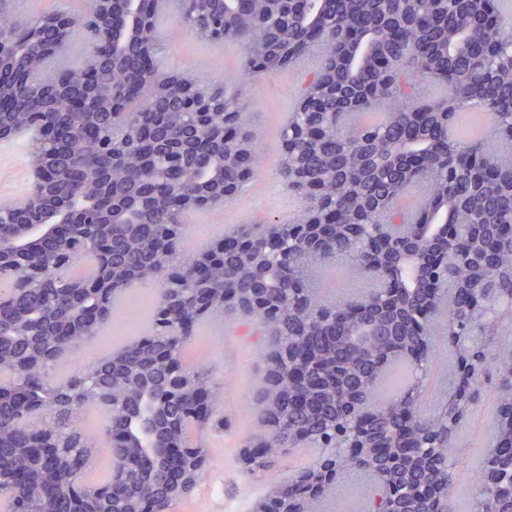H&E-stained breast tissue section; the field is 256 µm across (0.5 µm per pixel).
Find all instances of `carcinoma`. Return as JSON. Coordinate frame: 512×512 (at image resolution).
<instances>
[{
    "mask_svg": "<svg viewBox=\"0 0 512 512\" xmlns=\"http://www.w3.org/2000/svg\"><path fill=\"white\" fill-rule=\"evenodd\" d=\"M144 2L152 61L165 54L158 22L173 7L197 39L239 44L241 71L197 89L210 104L207 130L185 156L159 150L195 121L163 88L183 73L150 82L139 51L102 64L95 79L104 101L85 115L97 129L90 139L63 107L85 87L82 59L60 45L24 64L46 94L0 122L33 132V152L50 172L46 205L89 210L64 228L82 256L63 261L52 236L31 241L12 257L18 288L0 301V486L12 512H103L114 495L176 512L179 501L162 488L181 472L159 452L144 456L134 486L115 470L88 482L98 448L78 416L105 413L115 463L137 444L187 442L208 455L207 432L224 428L214 419L220 387L201 368L197 392L169 397L167 360H181L200 325L226 315L271 337L247 440L261 449L255 469L293 448L335 450L313 462L320 480L305 473L275 485L266 512L338 510L352 471L378 478L367 512H455L449 453L487 383L495 425L469 512H512V344L500 334L512 320V19L503 0H455L451 10L444 0ZM28 26L12 16L0 32L21 42ZM305 57L315 67L279 135L282 173L303 203L282 228L296 244L265 273L246 254L224 251L225 239L265 242L270 221L261 219L185 253L181 203L194 201L198 212L232 204L260 175L257 154L237 149L256 140L241 110L244 81ZM115 126L131 132L118 158L108 147ZM415 190V208L400 207ZM10 210L0 204V242L17 232ZM84 260L91 269L76 272ZM338 261L367 284L336 298L320 283ZM144 282L159 294L146 333L58 377L60 360L112 324L117 300ZM442 346L453 358L451 387L426 406ZM286 355L299 360L291 380L274 368ZM114 383L127 386L116 413ZM200 393L213 407L203 421ZM206 476L183 478L181 496Z\"/></svg>",
    "mask_w": 512,
    "mask_h": 512,
    "instance_id": "1",
    "label": "carcinoma"
}]
</instances>
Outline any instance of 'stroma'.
Listing matches in <instances>:
<instances>
[{
	"label": "stroma",
	"mask_w": 512,
	"mask_h": 512,
	"mask_svg": "<svg viewBox=\"0 0 512 512\" xmlns=\"http://www.w3.org/2000/svg\"><path fill=\"white\" fill-rule=\"evenodd\" d=\"M159 33L167 48L162 60L164 67L192 73L202 85L221 84L225 76L237 73L241 67L243 50L236 43L201 42L189 27L171 18L161 21ZM307 79V70L291 66L248 80L241 103L251 123L262 132V172L235 203L185 215V251L204 247L232 225L249 224L262 217L285 224L299 213V200L288 194L278 172L279 132ZM19 165L13 142L1 143L0 202L20 200L28 193L29 185L26 177L19 175ZM155 297L153 285L135 286L117 303L123 312L122 319L112 324L104 338L84 343L83 353L99 354L142 334L146 306ZM268 344L269 339L262 331L227 317L205 325L200 336L187 347L182 357L184 366L206 367L213 381L222 386L218 406L224 414V428L207 435V477L177 512H252L254 503L265 496L272 482L286 480L313 461L314 452L308 448L292 451L276 468L267 471L248 472L238 460V451L258 419L254 398L261 386L260 352ZM493 405V395H485L459 431V450L465 460L458 467L450 489L458 512H469L476 490L479 456L488 445L494 423Z\"/></svg>",
	"instance_id": "35a3bbf8"
}]
</instances>
